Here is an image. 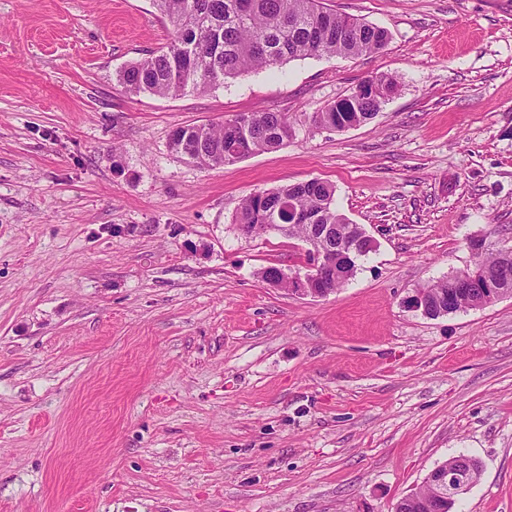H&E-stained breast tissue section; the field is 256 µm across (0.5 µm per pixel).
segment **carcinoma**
<instances>
[{
    "label": "carcinoma",
    "mask_w": 512,
    "mask_h": 512,
    "mask_svg": "<svg viewBox=\"0 0 512 512\" xmlns=\"http://www.w3.org/2000/svg\"><path fill=\"white\" fill-rule=\"evenodd\" d=\"M161 17L172 27L173 38L116 72L125 92H148L177 97L187 90H205L253 70L271 69L307 56L350 58L381 51L390 34L383 27L338 14L321 0H152ZM369 86L360 99L347 94L327 105L314 122L335 126L346 120L367 122L395 92L397 78L389 74L366 78ZM237 115L219 122L181 126L170 139L187 131L203 133L204 146L194 158L202 168H211L219 153L237 146L243 156L273 152L291 135V124L283 112H254L247 124ZM335 187L312 179L274 190L255 191L242 199L235 223L249 225L251 232L278 231L301 240L310 235L311 224L336 225V240L346 239L359 258L371 251L360 226L336 210ZM308 217V223H283L287 205ZM477 263L498 277L512 276V251L480 244ZM431 305L460 310L455 285L448 280L429 285Z\"/></svg>",
    "instance_id": "obj_1"
}]
</instances>
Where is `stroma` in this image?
Instances as JSON below:
<instances>
[{"instance_id":"35a3bbf8","label":"stroma","mask_w":512,"mask_h":512,"mask_svg":"<svg viewBox=\"0 0 512 512\" xmlns=\"http://www.w3.org/2000/svg\"><path fill=\"white\" fill-rule=\"evenodd\" d=\"M323 2L388 45L166 98L116 81L173 37L152 0H0V512H393L460 455L452 512H512V296L404 306L470 239L512 249V0ZM380 73L372 120L313 123ZM267 111L277 151L169 149ZM310 179L373 239L322 299L260 278L300 242L233 222Z\"/></svg>"}]
</instances>
